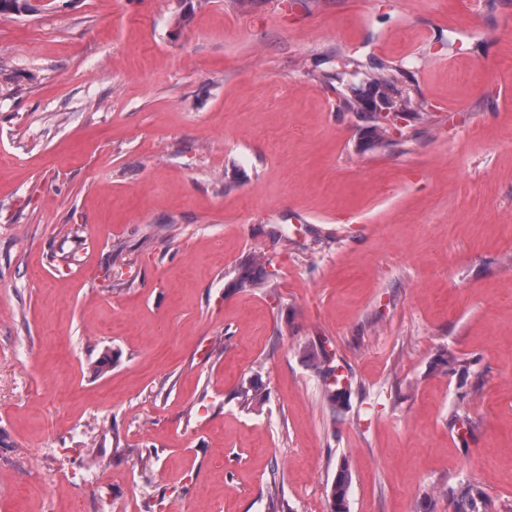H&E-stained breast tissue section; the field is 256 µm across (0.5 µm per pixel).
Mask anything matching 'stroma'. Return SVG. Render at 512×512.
<instances>
[{
    "instance_id": "35a3bbf8",
    "label": "stroma",
    "mask_w": 512,
    "mask_h": 512,
    "mask_svg": "<svg viewBox=\"0 0 512 512\" xmlns=\"http://www.w3.org/2000/svg\"><path fill=\"white\" fill-rule=\"evenodd\" d=\"M29 2L0 15V512H327L343 464L348 512H512V0ZM348 58L428 116L372 138L320 79ZM254 254L274 287L236 286ZM303 355L321 375L331 403L334 406L336 404L342 406L349 396L348 386L350 387V384L342 386V378L339 375H335L336 366L331 365L332 360L328 359L327 352L322 344L305 345ZM331 378L333 379L328 381ZM489 509L490 503L484 493L468 486L458 494L454 512H488Z\"/></svg>"
}]
</instances>
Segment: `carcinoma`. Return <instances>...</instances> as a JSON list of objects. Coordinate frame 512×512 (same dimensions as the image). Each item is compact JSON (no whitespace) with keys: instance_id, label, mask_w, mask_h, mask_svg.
<instances>
[{"instance_id":"obj_1","label":"carcinoma","mask_w":512,"mask_h":512,"mask_svg":"<svg viewBox=\"0 0 512 512\" xmlns=\"http://www.w3.org/2000/svg\"><path fill=\"white\" fill-rule=\"evenodd\" d=\"M366 84L344 82L343 74L324 72L323 81L336 82L339 112H363L367 115L372 133L379 140L385 138L389 117L422 119L426 104L414 97L405 85V70L386 63L368 66ZM265 279L261 267L256 263H244L236 270V285L247 288ZM303 355L321 375L329 400L334 405H343L349 396L348 386L342 384L341 376L335 374L336 366L331 364L327 352L320 344H308ZM351 478L346 465H341L331 483L328 495V512H343L344 503L350 488ZM490 503L484 493L478 489L466 487L460 491L454 512H489Z\"/></svg>"}]
</instances>
